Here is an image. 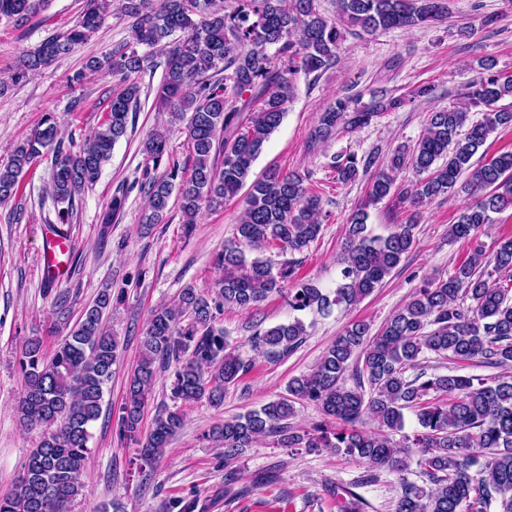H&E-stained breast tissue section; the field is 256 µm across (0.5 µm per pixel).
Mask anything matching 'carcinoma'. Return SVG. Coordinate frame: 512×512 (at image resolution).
Listing matches in <instances>:
<instances>
[{
    "mask_svg": "<svg viewBox=\"0 0 512 512\" xmlns=\"http://www.w3.org/2000/svg\"><path fill=\"white\" fill-rule=\"evenodd\" d=\"M118 2L121 15L130 21L133 42L150 52L141 55L125 43L109 55L87 59L86 71L109 67L129 84L112 95L107 118L77 146H64L55 115L47 113L41 127L0 165V205L17 196L23 176L51 146L50 190L56 202L66 205L58 212L60 220L68 221L75 198L93 186L115 144L126 135L129 112L140 92L131 77L145 70L155 52L164 57L156 97L170 109L172 120H188L192 170L188 178H179V164L167 160V132L149 134L141 149L153 166L138 182L147 198L143 223H161L174 195L189 235L204 209L223 205L249 186L234 240L216 257L224 277L215 296L209 299L187 288L176 302L155 310L127 377L117 433L135 442L137 459L151 465L184 423L179 409L166 407L155 415L151 430L140 434L159 371L173 369V401L205 399L219 407L224 388L251 370V363L230 347L224 329L216 326L224 308L255 311L272 295L285 298L296 312L351 307L381 287L414 248L415 224H396L388 235L374 236L362 205L347 218L336 288L326 292L297 280L291 263L276 269L259 253L272 244L291 253L308 247L326 217L322 200L306 186L307 173L271 169L255 180L251 173L296 95L299 73L334 66L347 33L373 34L442 21L448 18V0H336L334 18L320 11L317 0H234L229 10L222 0ZM47 3L0 0V18L22 25ZM112 4L86 0L73 27L18 58L10 80L18 82L87 43L112 13ZM178 31L183 37L176 39ZM274 55L283 58L281 64L272 62ZM482 69L485 75L458 104L428 113L412 150H397L373 176L368 200L375 204L389 196L395 172L407 164L417 180L401 195L415 209L460 187L469 204L448 225V241L466 243L467 257L448 277L424 283L378 332L364 320L349 321L311 372L288 381L287 395L214 428L211 436L223 448L224 461L268 439L279 448L329 451L361 461L368 465L364 484L377 481L381 470L402 474L414 463L423 484L402 481L393 512H489L493 506L496 512H512V297L493 279L512 271V237L494 241L490 254L480 240L490 214L512 209V151L472 163L492 134L512 126V109L497 106L512 97V75L494 71L488 60ZM221 71L222 80L216 78ZM432 94L431 85L420 84L406 98L374 95L367 104L358 96L338 98L321 112L309 147L363 127L408 99ZM233 100L242 101L244 108L258 100L261 106L242 123L239 110L230 106ZM480 105L485 108L482 118L469 121L470 108ZM371 166L372 159L361 162L350 155L336 165V179L348 183ZM464 174L467 179L461 183ZM125 198L112 197L101 233L119 217ZM243 244L258 256L247 259ZM111 306L110 292L101 290L50 357L43 351L42 337L27 339L19 361L24 391L18 413L22 425L41 430L42 437L15 486L0 495V512H71L83 494L90 426L100 418L119 354L120 341L104 324ZM304 336L306 326L295 317L259 332L255 348L277 360L293 352ZM425 352L505 372L478 379L457 373L429 375L420 363ZM298 405L315 406L322 420L308 429L295 427L291 420ZM406 411L414 412L419 429L397 442L392 433L404 428ZM368 419L377 423V430L364 429ZM327 492L338 499L340 512H365L368 506L349 487L334 486Z\"/></svg>",
    "mask_w": 512,
    "mask_h": 512,
    "instance_id": "1",
    "label": "carcinoma"
}]
</instances>
